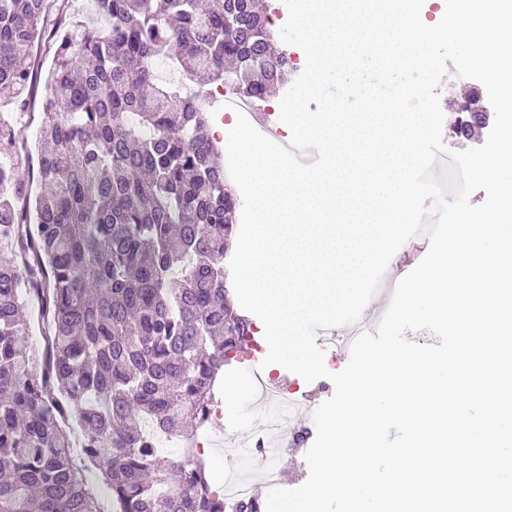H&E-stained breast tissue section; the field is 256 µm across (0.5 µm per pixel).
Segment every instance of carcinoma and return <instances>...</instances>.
I'll return each instance as SVG.
<instances>
[{"instance_id": "carcinoma-1", "label": "carcinoma", "mask_w": 512, "mask_h": 512, "mask_svg": "<svg viewBox=\"0 0 512 512\" xmlns=\"http://www.w3.org/2000/svg\"><path fill=\"white\" fill-rule=\"evenodd\" d=\"M67 0H0V512H224L189 444L228 352L251 326L224 269L239 200L209 134L211 86L263 101L288 83L257 0H93L52 33ZM53 69L33 149L10 113L28 106L44 47ZM165 61L179 79H156ZM466 112L454 126L469 138ZM37 165L42 190L18 175ZM48 345L21 354L26 304ZM188 444L174 462L145 429Z\"/></svg>"}]
</instances>
